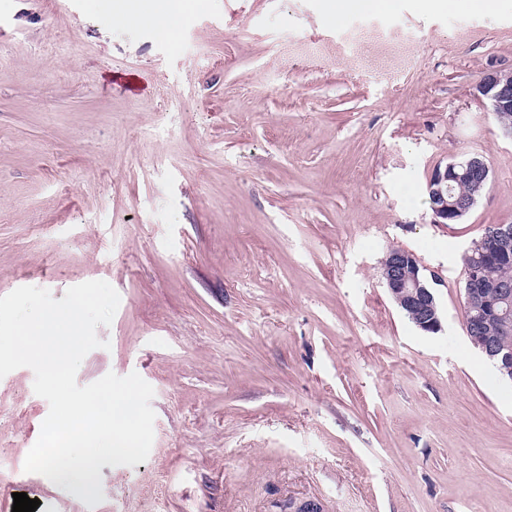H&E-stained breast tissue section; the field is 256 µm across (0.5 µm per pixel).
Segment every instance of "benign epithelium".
<instances>
[{"instance_id":"benign-epithelium-1","label":"benign epithelium","mask_w":512,"mask_h":512,"mask_svg":"<svg viewBox=\"0 0 512 512\" xmlns=\"http://www.w3.org/2000/svg\"><path fill=\"white\" fill-rule=\"evenodd\" d=\"M486 97L503 135L512 138V72L489 70L478 85ZM489 179V168L479 157L462 162H450L436 169L427 184L431 198L433 223L455 224L477 202L473 195L456 196L452 186L477 181L483 188ZM487 237L495 242L493 253L466 254L464 267V298L470 317L466 332L480 351L498 368L501 377L512 381V348L498 344L490 331L493 318L502 320L504 328L512 326V284L485 280V267L495 260L512 258V224H492ZM382 278L396 305L409 314L415 325L424 332L437 333L442 329L435 297L437 279H428L417 257L410 251L395 248L388 251L381 263Z\"/></svg>"}]
</instances>
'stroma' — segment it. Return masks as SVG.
Listing matches in <instances>:
<instances>
[{
	"mask_svg": "<svg viewBox=\"0 0 512 512\" xmlns=\"http://www.w3.org/2000/svg\"><path fill=\"white\" fill-rule=\"evenodd\" d=\"M84 0H0V297L103 280L77 383L153 390L145 462L101 502L23 469L49 412L0 378V512H512V382L464 327L463 257L512 224V139L476 90L512 71V0H205L175 42ZM490 178L436 224V168ZM438 280L418 329L386 252ZM329 16L339 19L342 14L351 9L370 10L384 5L386 0H325Z\"/></svg>",
	"mask_w": 512,
	"mask_h": 512,
	"instance_id": "obj_1",
	"label": "stroma"
}]
</instances>
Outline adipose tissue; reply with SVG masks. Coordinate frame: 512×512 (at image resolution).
Here are the masks:
<instances>
[{
	"label": "adipose tissue",
	"mask_w": 512,
	"mask_h": 512,
	"mask_svg": "<svg viewBox=\"0 0 512 512\" xmlns=\"http://www.w3.org/2000/svg\"><path fill=\"white\" fill-rule=\"evenodd\" d=\"M201 0H86L90 14H107L113 23L135 27L149 24L159 40L171 42L184 18L200 7Z\"/></svg>",
	"instance_id": "adipose-tissue-1"
}]
</instances>
